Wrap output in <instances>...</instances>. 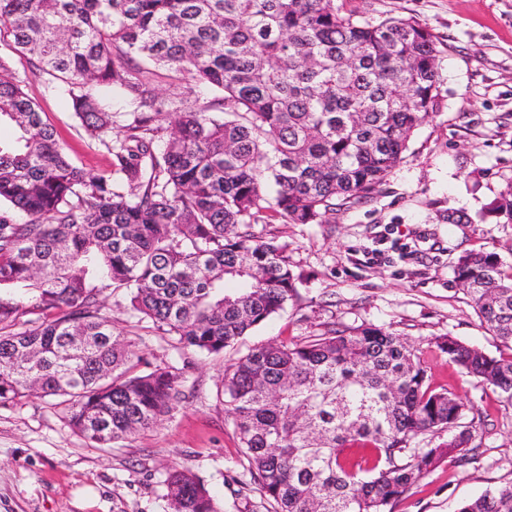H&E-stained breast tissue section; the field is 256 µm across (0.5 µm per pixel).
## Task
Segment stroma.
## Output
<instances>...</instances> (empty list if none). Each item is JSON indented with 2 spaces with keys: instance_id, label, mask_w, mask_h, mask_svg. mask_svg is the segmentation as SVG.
<instances>
[{
  "instance_id": "35a3bbf8",
  "label": "stroma",
  "mask_w": 512,
  "mask_h": 512,
  "mask_svg": "<svg viewBox=\"0 0 512 512\" xmlns=\"http://www.w3.org/2000/svg\"><path fill=\"white\" fill-rule=\"evenodd\" d=\"M336 2L363 21L412 18L430 29L440 41V106L371 198L342 206L325 224L255 225V234L287 241L302 281L287 312L244 344L309 336L336 322L382 326L421 347L432 385L476 413L480 454L466 465L442 461L393 512H458L464 501L512 482V404L434 347L451 336L490 355L502 349L453 266L466 251L512 266V223L490 210L512 184V0ZM25 91L75 164L94 174L109 170V155L80 135L63 99L39 80ZM377 246L387 260L367 263L364 248ZM106 308L129 350L182 369L183 401L118 448L89 443L51 398L33 393L0 404V512H166L163 479L173 467L195 473L224 512H252L260 498L240 486L239 439L215 396L235 351L182 355L150 324L135 322L121 296L109 297Z\"/></svg>"
}]
</instances>
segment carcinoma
Wrapping results in <instances>:
<instances>
[{
	"mask_svg": "<svg viewBox=\"0 0 512 512\" xmlns=\"http://www.w3.org/2000/svg\"><path fill=\"white\" fill-rule=\"evenodd\" d=\"M1 42L111 169L68 159L0 56V121L19 131L0 144V403L36 389L99 447L159 423L182 379L141 368L103 294L122 293L171 347L223 355L285 312L302 278L288 242L253 226L326 224L338 202L369 198L438 108L437 37L335 0H0ZM164 80L179 93L162 97ZM492 210L512 222V185ZM454 273L509 353L435 345L512 403V269L468 252ZM216 396L265 512H392L442 460L477 452L467 405L430 386L419 348L374 325L255 345ZM164 486L169 512H223L188 469ZM459 512H512V484Z\"/></svg>",
	"mask_w": 512,
	"mask_h": 512,
	"instance_id": "carcinoma-1",
	"label": "carcinoma"
}]
</instances>
